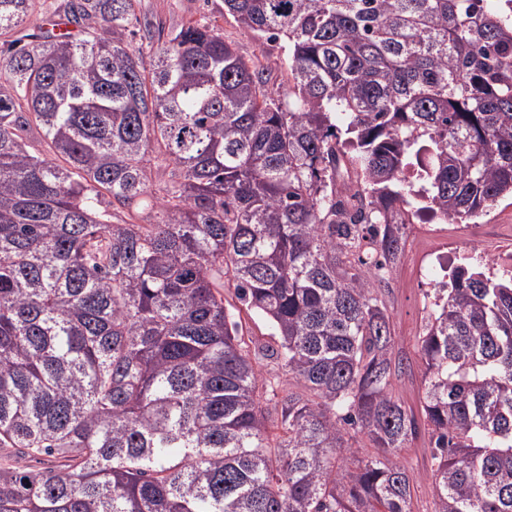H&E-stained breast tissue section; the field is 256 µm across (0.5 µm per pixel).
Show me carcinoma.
Wrapping results in <instances>:
<instances>
[{"mask_svg":"<svg viewBox=\"0 0 512 512\" xmlns=\"http://www.w3.org/2000/svg\"><path fill=\"white\" fill-rule=\"evenodd\" d=\"M33 3L0 0V512H414L422 433L432 512H512V278L435 289L415 409L375 274L512 201L499 0H224L281 99L209 25L134 48L139 0H61L28 42ZM426 439H418L412 448L402 452L403 461L409 469L414 485V510L417 512L430 511L433 499V461L431 448Z\"/></svg>","mask_w":512,"mask_h":512,"instance_id":"cac0c4a2","label":"carcinoma"}]
</instances>
